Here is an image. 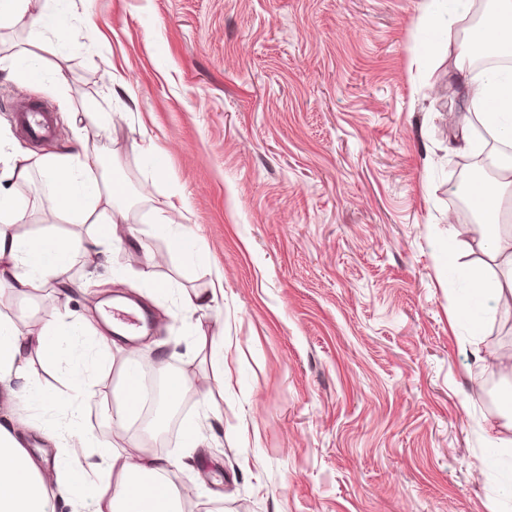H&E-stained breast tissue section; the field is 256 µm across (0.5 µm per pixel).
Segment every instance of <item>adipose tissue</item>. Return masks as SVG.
<instances>
[{
  "label": "adipose tissue",
  "mask_w": 512,
  "mask_h": 512,
  "mask_svg": "<svg viewBox=\"0 0 512 512\" xmlns=\"http://www.w3.org/2000/svg\"><path fill=\"white\" fill-rule=\"evenodd\" d=\"M23 14L29 15L33 28L55 36L62 35L68 26L66 14L48 13L41 0H0V19ZM469 40L512 48V0H486L484 19L470 28ZM457 68L464 76V109L469 117L456 145L462 150L489 152L495 169L492 179L473 180L468 192L481 217L482 238L491 245L490 259L496 273L470 275L461 262L464 252L460 245L453 239L447 245L449 271L471 278L469 293L458 302L459 313L467 315L477 304L489 312L512 302V252L502 244L501 226L504 193L512 189V154L487 149L489 139L512 127V75L490 80L480 75L470 77L462 59ZM35 170L50 179L63 215L88 213L102 202L117 203L123 193L112 180L95 175L94 164L84 152L39 159L13 156L0 170V177L25 179ZM25 210V200L0 191V284L21 291L39 284L66 285L76 252L102 247L118 236L116 220L108 219L100 221L95 235L86 239L53 232L25 238L10 231ZM72 333L66 323L25 332L12 320L0 318V384L9 387L15 399L39 397L42 386L38 369L28 360L30 351H38L47 364L64 351L76 361L87 360L91 356L78 345L62 349L61 337ZM22 435V429L0 426V512H54L57 497L66 490L76 496L89 493L93 512H182L172 465L158 464L139 446L118 449L96 442L90 461L75 459L45 467L23 447Z\"/></svg>",
  "instance_id": "ef3b65f1"
}]
</instances>
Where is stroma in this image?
Listing matches in <instances>:
<instances>
[{
	"instance_id": "35a3bbf8",
	"label": "stroma",
	"mask_w": 512,
	"mask_h": 512,
	"mask_svg": "<svg viewBox=\"0 0 512 512\" xmlns=\"http://www.w3.org/2000/svg\"><path fill=\"white\" fill-rule=\"evenodd\" d=\"M68 14L63 39L36 38L29 19L0 22V56L32 52L39 80L0 70V128L39 155L88 148L97 174L127 193L111 210L121 238L74 256L72 324L101 327L109 282L144 304L156 329L118 342L95 379L83 427L115 447L180 462L192 488L183 512H512V309L482 334L454 322L448 238L482 267L486 249L450 188L469 154L454 150L463 122L452 34L424 22L434 0H51ZM62 70L67 83L55 87ZM49 105L54 137L35 144L11 121L20 99ZM111 108L112 124L73 115ZM28 199L13 233L94 224L62 218L39 172L0 183ZM182 227L187 264L156 222ZM146 260L129 265L130 251ZM223 300L185 310L184 296ZM0 317L22 328L57 324L55 292L0 288ZM223 336L215 365L204 337ZM165 355L192 389L159 429L140 417L106 423L128 364ZM69 358L42 373L52 399L37 406L0 389V425L30 418L24 444L85 456L54 395ZM204 435L189 447L183 426Z\"/></svg>"
}]
</instances>
